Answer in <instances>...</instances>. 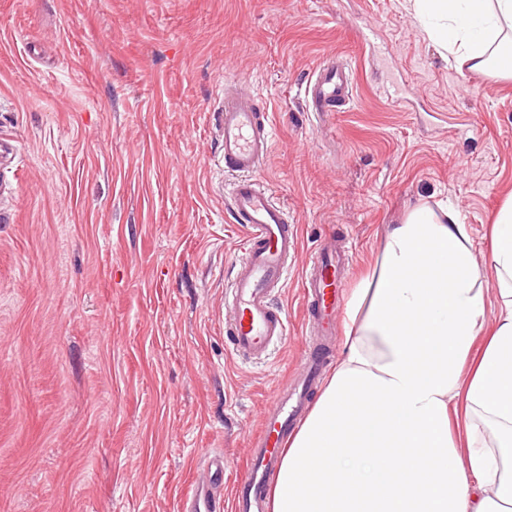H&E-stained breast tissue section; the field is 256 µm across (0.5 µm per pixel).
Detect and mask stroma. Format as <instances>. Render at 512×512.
Here are the masks:
<instances>
[{"label":"stroma","instance_id":"35a3bbf8","mask_svg":"<svg viewBox=\"0 0 512 512\" xmlns=\"http://www.w3.org/2000/svg\"><path fill=\"white\" fill-rule=\"evenodd\" d=\"M331 54L353 96L320 118L303 91ZM229 77L272 127L258 178L300 240L275 293L291 338L251 362L225 330L247 234L214 164ZM0 138V512H178L209 457L225 487L245 475L326 236L348 293L421 198L456 204L484 257L512 78L449 63L408 0H0Z\"/></svg>","mask_w":512,"mask_h":512}]
</instances>
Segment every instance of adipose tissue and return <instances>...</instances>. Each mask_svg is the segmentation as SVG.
I'll list each match as a JSON object with an SVG mask.
<instances>
[{
	"label": "adipose tissue",
	"mask_w": 512,
	"mask_h": 512,
	"mask_svg": "<svg viewBox=\"0 0 512 512\" xmlns=\"http://www.w3.org/2000/svg\"><path fill=\"white\" fill-rule=\"evenodd\" d=\"M411 2L460 65L512 78V0ZM345 327L271 512H512V196L482 263L455 206L412 204Z\"/></svg>",
	"instance_id": "1"
}]
</instances>
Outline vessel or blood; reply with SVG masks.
<instances>
[{
    "instance_id": "obj_1",
    "label": "vessel or blood",
    "mask_w": 512,
    "mask_h": 512,
    "mask_svg": "<svg viewBox=\"0 0 512 512\" xmlns=\"http://www.w3.org/2000/svg\"><path fill=\"white\" fill-rule=\"evenodd\" d=\"M353 93V74L343 63L329 58L307 82L304 98L308 111L335 112ZM220 162L236 173L229 197L236 223L249 234L238 259L240 271L225 295L230 310L231 343L245 359L268 356L290 334L288 315L274 305V289L284 287L291 261L298 251L297 227L272 192L255 177L272 150V134L262 120L256 99L235 82L224 84L221 106ZM311 271L302 281L308 327L317 338L305 344L300 375L273 397L251 442L246 476L233 485L231 512H267L268 480L278 471L286 441L309 407L308 390L323 370L336 341V305L340 300L341 272L349 261L342 246L328 241L310 257ZM224 462L214 459L203 466L194 488L181 504V512H216Z\"/></svg>"
}]
</instances>
